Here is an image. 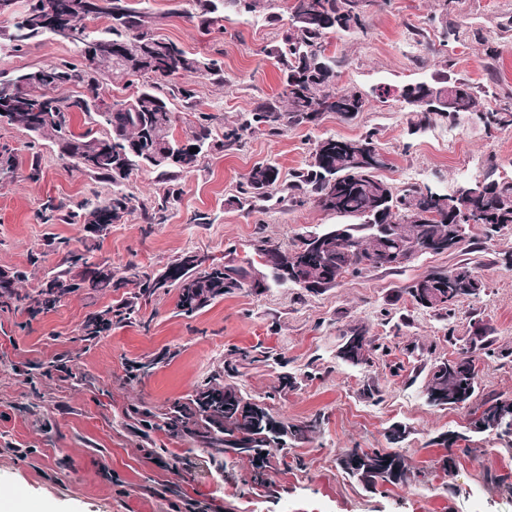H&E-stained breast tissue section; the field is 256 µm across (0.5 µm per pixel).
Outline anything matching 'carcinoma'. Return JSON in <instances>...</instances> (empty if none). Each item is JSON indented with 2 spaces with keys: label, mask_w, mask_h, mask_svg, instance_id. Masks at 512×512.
Listing matches in <instances>:
<instances>
[{
  "label": "carcinoma",
  "mask_w": 512,
  "mask_h": 512,
  "mask_svg": "<svg viewBox=\"0 0 512 512\" xmlns=\"http://www.w3.org/2000/svg\"><path fill=\"white\" fill-rule=\"evenodd\" d=\"M195 16L207 27L220 24L229 14H247L263 7L266 0H192ZM289 10L290 33L267 54L277 58L282 72L283 90L279 98L258 104L241 115L222 138L214 136L216 115L200 109L195 90L180 78L205 75L224 83V68L212 57L183 50L175 42L159 35L146 13L126 0H52L55 16L82 25L83 39L79 58L49 65L50 79L37 82V70L9 74L0 72V118L24 128L34 140L50 141L59 156L100 182L112 184V194L99 200L96 190L69 210L73 223L102 224L109 227L124 214L138 210L147 224H160L164 212L175 201V190H164L154 201H145L125 189L134 172L146 169L156 173L160 183L176 180L178 174L200 165L210 153L242 146L256 131L275 135L290 125L314 124L325 112H361L368 104L359 91L338 85L340 61L326 52L328 35L346 31L367 32V12L360 0H295ZM37 0H25L23 10L14 13L7 31H0L13 51L48 34L39 22ZM107 20L101 29L89 23ZM101 75L114 83L142 79L136 94L129 99L94 107L85 101L100 98ZM73 86L81 92L61 96L58 91ZM400 97L409 111L427 121L434 114L452 120L461 114L478 112L474 88L465 80L447 76L440 82L430 80L408 83ZM193 114L182 133L175 134V103ZM83 115L91 128L83 133L73 129V119ZM487 130L512 129V107L501 108L485 117ZM196 152H190L192 148ZM279 170L269 163L255 165L250 179L240 184L244 201L279 190ZM467 197L442 193L430 186H412L396 194L378 176V169L358 160L353 154L336 149V139L316 142L308 168L293 175L288 185L292 200L303 204L312 200L318 206L346 219L348 235L358 245L336 235L329 239L333 269L338 276L370 269H398L390 255L396 245L375 243L370 224H396L405 236L446 239L452 227L466 226L474 220L482 224H512V179L484 178L467 184ZM68 251L63 262L52 270L41 288L28 296L31 311L40 314L53 309L61 298L80 289L105 292L112 288L133 289L131 296L117 309L107 308L84 324L82 340L93 342L112 319L130 322L138 316L141 303L159 290L178 288V307L186 314L199 312L219 297L231 293L224 287V266L201 269L193 264L194 253L184 254L169 267L174 276L162 280L136 273L129 277H99V265L89 264L87 252ZM460 275L450 280L448 273L434 271L425 278L443 292L454 288H476L477 298L485 293V283L469 264L455 267ZM22 273L0 272V296H19L15 284ZM488 349V342L465 345L454 359L436 361L431 367L426 389L441 391L433 406L451 408L457 396L473 397L478 372H466L461 365L476 361ZM271 409L263 402L250 400L233 385L224 383L217 373L193 394L174 401L165 413L164 427L184 433L208 449L215 457L226 455L248 458L258 471L271 466V449L282 448L297 437L307 438L316 428L314 421H282L276 430L262 424ZM479 432H493L512 440V416L500 413L498 399L488 398L474 422ZM465 439L447 434L440 439L448 454L441 459L447 473L456 468L455 445ZM362 448H348L339 457L346 474L365 488L375 489L379 482L397 485L411 479L404 456L397 451L372 449L374 463L365 467L356 463Z\"/></svg>",
  "instance_id": "obj_1"
}]
</instances>
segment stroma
Returning <instances> with one entry per match:
<instances>
[{
    "label": "stroma",
    "mask_w": 512,
    "mask_h": 512,
    "mask_svg": "<svg viewBox=\"0 0 512 512\" xmlns=\"http://www.w3.org/2000/svg\"><path fill=\"white\" fill-rule=\"evenodd\" d=\"M132 3L150 13L162 37L221 61L223 83L191 82L203 111L225 126L281 93V72L265 49L288 33L282 0L253 16H229L220 28L189 17L188 0ZM443 15L458 38H443ZM329 42L345 60L339 85L363 91L365 110L349 120L326 112L317 124L257 134L241 149L209 154L181 173L162 224H144L134 211L99 236L62 213L44 222L47 199L74 205L112 187L72 168L48 141L32 143L24 129L0 121V147L16 158L14 173L0 178V272H24L17 288L33 293L65 249L88 244L118 277L131 263L158 275L189 251L219 264L259 265V244L287 251L302 234L336 223L314 202H292L284 189L327 137L374 133L387 158L379 176L398 192L512 178V130L489 135L468 119L442 116L420 126L398 98L404 84L447 70L478 86L479 109L512 107V0H375L366 33H335ZM490 46L497 57L487 55ZM76 56L74 45L45 37L19 53L0 51V72ZM260 163L278 168L283 189L253 209L238 208L239 185ZM465 237L462 250L347 275L319 293L274 283L260 294L234 291L191 315L178 309L172 287L142 305L139 323L113 324L92 344L80 341L82 326L91 313L119 307L124 290H79L36 316L24 303L0 302V485L23 489L34 512H512V489L492 481L512 477V445L472 431L473 408L441 409L424 396L432 362L455 358L478 328L494 352L478 357L476 397H512V267L505 263L512 229L489 239L471 224ZM460 263L475 267L485 295L462 300L449 316L412 304L413 281ZM352 327L374 342L369 364L353 367L336 356ZM253 349L264 359L244 362L242 352ZM60 357L72 375L51 371ZM148 359L157 362L153 371L135 376ZM230 366L238 369L233 384L281 419L322 418L308 439L275 449L277 465L260 482L249 459L217 466L199 445L141 417L146 409L163 412ZM286 374L294 387H283ZM396 425L408 431L402 452L417 478L365 490L337 460L356 446L390 448ZM452 431L468 435L472 451L459 455L448 477L437 439Z\"/></svg>",
    "instance_id": "1"
}]
</instances>
